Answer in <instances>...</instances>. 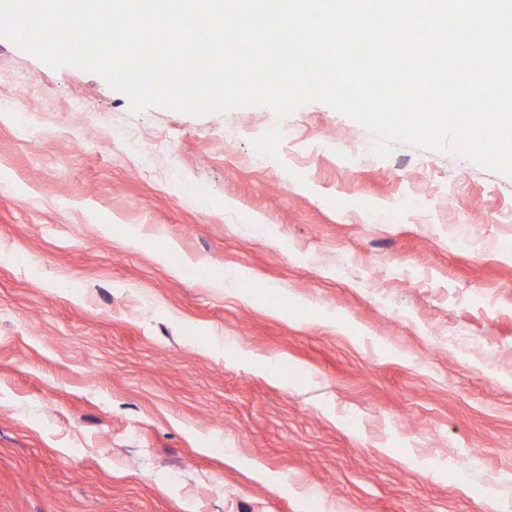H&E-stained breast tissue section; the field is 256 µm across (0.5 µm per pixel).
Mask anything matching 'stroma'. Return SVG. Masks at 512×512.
Listing matches in <instances>:
<instances>
[{
	"label": "stroma",
	"mask_w": 512,
	"mask_h": 512,
	"mask_svg": "<svg viewBox=\"0 0 512 512\" xmlns=\"http://www.w3.org/2000/svg\"><path fill=\"white\" fill-rule=\"evenodd\" d=\"M376 141L0 36V512H512V176Z\"/></svg>",
	"instance_id": "1"
}]
</instances>
